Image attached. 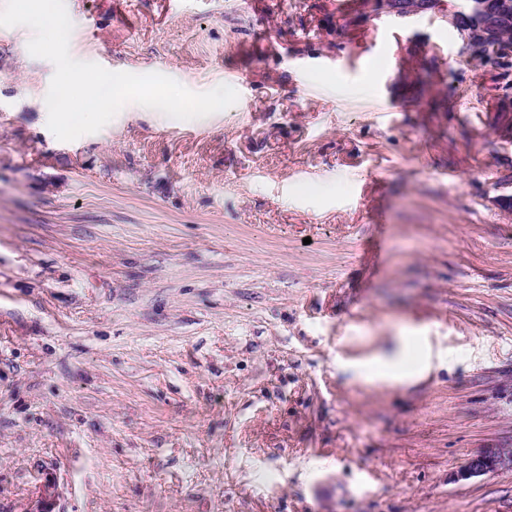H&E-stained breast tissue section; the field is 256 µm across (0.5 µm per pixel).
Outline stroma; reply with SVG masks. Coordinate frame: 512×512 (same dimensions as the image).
Returning a JSON list of instances; mask_svg holds the SVG:
<instances>
[{
    "instance_id": "35a3bbf8",
    "label": "stroma",
    "mask_w": 512,
    "mask_h": 512,
    "mask_svg": "<svg viewBox=\"0 0 512 512\" xmlns=\"http://www.w3.org/2000/svg\"><path fill=\"white\" fill-rule=\"evenodd\" d=\"M446 2L65 0L73 59L239 94L73 141L0 27V512H512L463 475L512 447V42Z\"/></svg>"
}]
</instances>
